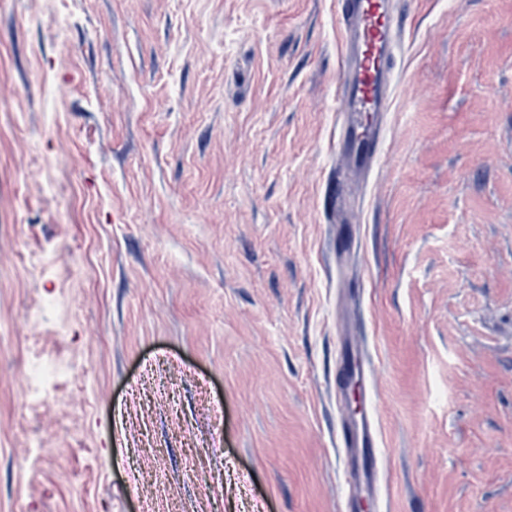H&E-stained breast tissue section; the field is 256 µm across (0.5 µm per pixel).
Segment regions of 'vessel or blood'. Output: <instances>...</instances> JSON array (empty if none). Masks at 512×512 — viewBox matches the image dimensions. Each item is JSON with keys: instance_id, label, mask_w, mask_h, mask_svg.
I'll list each match as a JSON object with an SVG mask.
<instances>
[{"instance_id": "b4317fda", "label": "vessel or blood", "mask_w": 512, "mask_h": 512, "mask_svg": "<svg viewBox=\"0 0 512 512\" xmlns=\"http://www.w3.org/2000/svg\"><path fill=\"white\" fill-rule=\"evenodd\" d=\"M342 34L336 83V154L341 161L339 195L377 164L382 120L395 88L394 56L400 19L392 0H337ZM336 369L361 384L369 407L354 419L340 418L336 446L345 478L341 512H356L361 498L381 496V427L371 401L374 366L350 327H343Z\"/></svg>"}]
</instances>
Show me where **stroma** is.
<instances>
[{"instance_id":"35a3bbf8","label":"stroma","mask_w":512,"mask_h":512,"mask_svg":"<svg viewBox=\"0 0 512 512\" xmlns=\"http://www.w3.org/2000/svg\"><path fill=\"white\" fill-rule=\"evenodd\" d=\"M395 9L340 264L336 0H0V512H340L353 321L365 512H512V0ZM338 336L340 352L336 369L343 379L350 377L364 389V399L369 406L355 419L340 415L336 429V448L343 468L345 492L342 512H355L361 498L378 502L381 496V427L373 406L374 366L368 354L356 339L350 327L344 326ZM58 370L52 363L32 364L25 372L28 391L48 396L54 390Z\"/></svg>"}]
</instances>
